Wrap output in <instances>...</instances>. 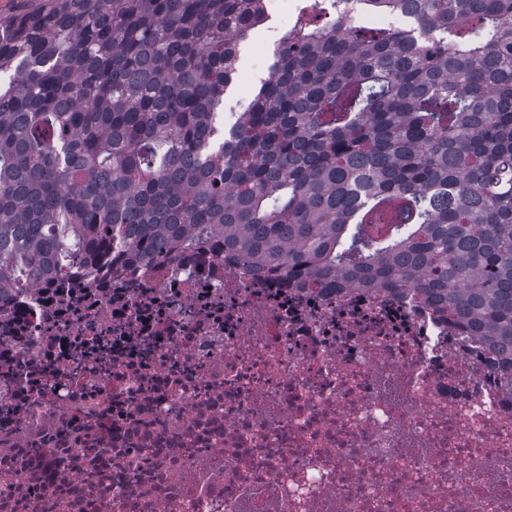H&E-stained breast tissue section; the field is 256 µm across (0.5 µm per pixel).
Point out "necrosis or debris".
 Here are the masks:
<instances>
[{
    "label": "necrosis or debris",
    "instance_id": "4bbe7bcc",
    "mask_svg": "<svg viewBox=\"0 0 512 512\" xmlns=\"http://www.w3.org/2000/svg\"><path fill=\"white\" fill-rule=\"evenodd\" d=\"M0 512H512V391L410 297L208 253L0 312Z\"/></svg>",
    "mask_w": 512,
    "mask_h": 512
}]
</instances>
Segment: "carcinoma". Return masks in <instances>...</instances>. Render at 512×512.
<instances>
[{"mask_svg": "<svg viewBox=\"0 0 512 512\" xmlns=\"http://www.w3.org/2000/svg\"><path fill=\"white\" fill-rule=\"evenodd\" d=\"M266 0L0 16V310L210 252L411 294L512 386V0H313L225 113ZM406 13L403 27L358 24Z\"/></svg>", "mask_w": 512, "mask_h": 512, "instance_id": "cac0c4a2", "label": "carcinoma"}]
</instances>
